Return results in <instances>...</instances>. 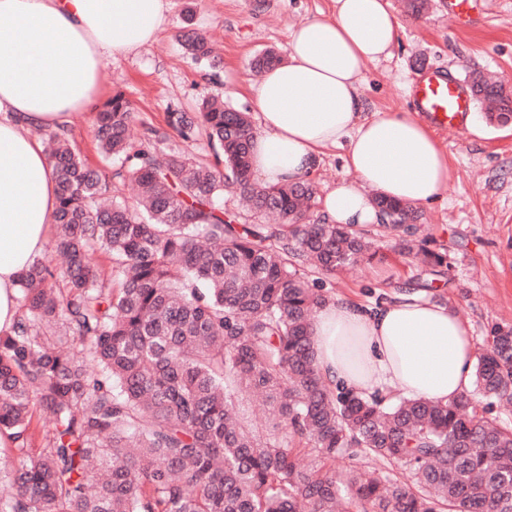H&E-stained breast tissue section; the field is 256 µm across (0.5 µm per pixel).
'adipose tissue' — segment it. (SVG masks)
I'll return each mask as SVG.
<instances>
[{
  "instance_id": "ef3b65f1",
  "label": "adipose tissue",
  "mask_w": 512,
  "mask_h": 512,
  "mask_svg": "<svg viewBox=\"0 0 512 512\" xmlns=\"http://www.w3.org/2000/svg\"><path fill=\"white\" fill-rule=\"evenodd\" d=\"M331 18L290 34L285 60L254 86L261 121L251 147L263 186L297 181L324 150L345 148L359 179L324 196L329 224H375L376 197L409 205L438 199L448 155L413 112L366 114V64L391 58L399 24L389 0H333ZM169 0H0V334L17 320V288L44 252L57 183L38 128L59 129L87 110L104 58L153 43ZM310 334L319 368L359 393L448 400L469 384L474 350L450 307L410 294L374 309L338 299L317 310Z\"/></svg>"
}]
</instances>
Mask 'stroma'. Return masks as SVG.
Masks as SVG:
<instances>
[{
  "instance_id": "obj_1",
  "label": "stroma",
  "mask_w": 512,
  "mask_h": 512,
  "mask_svg": "<svg viewBox=\"0 0 512 512\" xmlns=\"http://www.w3.org/2000/svg\"><path fill=\"white\" fill-rule=\"evenodd\" d=\"M393 57L367 64L364 96L369 109L415 110L412 89L423 72L453 73L464 79L477 70L512 85V0H473L458 15L433 0L423 17L401 13ZM184 0H170L157 40L140 52L104 59L99 69L101 99L123 92L132 102L133 141L146 126L165 127L170 112H190L205 97L253 112L251 61L272 48L286 53L290 33L312 18L331 16L332 0H197L193 25L215 45L219 68L185 54L178 35L184 25ZM474 106L471 121L481 129L439 130L448 153L451 178L435 202L420 206L421 236L447 262L434 269L381 241L377 255L347 272L323 278L336 298L365 306L398 294L403 284H422L421 294L452 306L469 328L474 349H481L496 324H512V126L495 127ZM94 113H73L70 141L81 157L105 176L116 165L101 155L93 138Z\"/></svg>"
}]
</instances>
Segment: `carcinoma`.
<instances>
[{
    "mask_svg": "<svg viewBox=\"0 0 512 512\" xmlns=\"http://www.w3.org/2000/svg\"><path fill=\"white\" fill-rule=\"evenodd\" d=\"M180 40L214 68L206 37ZM499 126L512 92L471 75ZM122 92L97 113L94 137L136 185L135 203L85 163L66 131L47 134L58 186V264L37 258L21 278V312L0 336V512H512V325L476 356L471 390L446 404L390 402L329 381L309 326L333 301L305 269L327 276L391 235L421 264L447 255L417 240V212L377 197L372 226L305 224L309 180L262 186L251 171L255 129L219 98L169 112L183 142L206 141L215 163L158 150L165 135L130 137ZM278 224H236L224 191ZM103 251L104 275L91 260ZM263 397L265 422L240 417L232 392ZM51 416L34 448L33 415ZM378 466L365 470L363 459ZM350 465L336 472V460ZM408 479L393 475L395 468Z\"/></svg>",
    "mask_w": 512,
    "mask_h": 512,
    "instance_id": "1",
    "label": "carcinoma"
}]
</instances>
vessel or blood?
Masks as SVG:
<instances>
[{"instance_id": "1", "label": "vessel or blood", "mask_w": 512, "mask_h": 512, "mask_svg": "<svg viewBox=\"0 0 512 512\" xmlns=\"http://www.w3.org/2000/svg\"><path fill=\"white\" fill-rule=\"evenodd\" d=\"M418 112L432 124L453 132L460 131L472 108V100L463 86L438 72L421 75L413 89Z\"/></svg>"}]
</instances>
